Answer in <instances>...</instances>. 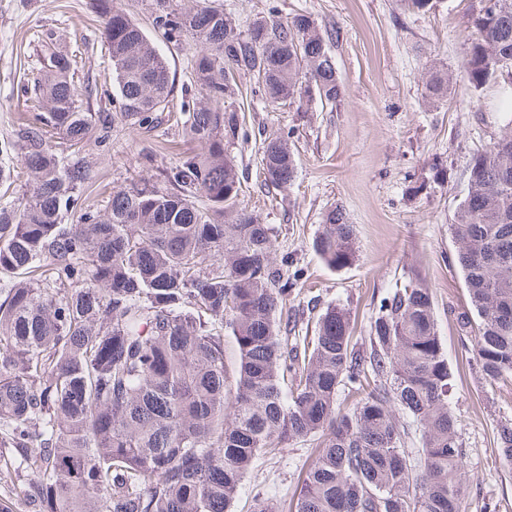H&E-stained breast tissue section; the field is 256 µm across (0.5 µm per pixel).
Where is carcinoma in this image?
I'll use <instances>...</instances> for the list:
<instances>
[{
    "mask_svg": "<svg viewBox=\"0 0 512 512\" xmlns=\"http://www.w3.org/2000/svg\"><path fill=\"white\" fill-rule=\"evenodd\" d=\"M162 38L191 40L204 101L184 113L200 152L109 194L75 224L91 169L80 158L108 122L74 81L76 59L45 43L34 82L46 112L17 131L25 190L0 204V481L24 470L30 512H231L255 462L315 444L289 512H461L465 449L453 373L417 273L379 301L368 347L332 304L310 336L283 321L303 272L275 262L272 228L237 206L234 75L301 109L334 107L338 32L308 14L241 31L212 0H145ZM109 50L118 112L149 126L168 107L170 68L114 0H89ZM462 68L477 87L512 74V0H479ZM439 70L425 95H447ZM265 184L296 177L288 139L262 146ZM483 199L476 210L469 196ZM450 230L471 309L473 369L512 383V128L471 158ZM313 249L330 266L356 253L353 225L330 209ZM235 360L228 364L224 330ZM419 447H413L414 443ZM512 464V426L497 431Z\"/></svg>",
    "mask_w": 512,
    "mask_h": 512,
    "instance_id": "1",
    "label": "carcinoma"
}]
</instances>
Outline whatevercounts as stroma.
<instances>
[{
  "label": "stroma",
  "instance_id": "obj_1",
  "mask_svg": "<svg viewBox=\"0 0 512 512\" xmlns=\"http://www.w3.org/2000/svg\"><path fill=\"white\" fill-rule=\"evenodd\" d=\"M239 28L258 16L287 20L307 13L340 31L331 46L343 83L333 109L311 102L306 111L271 104L253 91L250 75L236 76L239 92L227 104L237 112L241 135L230 147L241 180L239 199L275 230L276 256L304 267L308 278L291 304L298 331L313 324L317 308H349L359 340H366L376 303L419 271L432 290L439 335L454 375L453 409L466 458L462 474L464 512L493 502L512 512V464L496 444L501 425H512V392L472 370V349L462 347L456 322L469 298L456 262L450 226L467 191L471 156L505 131L504 106L512 79L472 87L462 59L474 0H433L424 14L402 0H216ZM53 33L61 50L78 54L75 80L90 88L93 111L112 115L117 105L112 67L88 0H0V139L34 114L27 91L42 61L41 37ZM175 76L174 105L199 101L191 78L193 43H159ZM449 71L454 84L443 102L431 104L424 82L433 69ZM289 132L297 168L287 190L265 186L260 175L262 142L276 130ZM197 147L169 112L157 113L148 129L112 127L105 143L85 156L95 180L85 207L99 209L109 193L132 178L159 179L166 167ZM342 208L353 225L358 252L342 267L323 262L312 248L327 212ZM309 443L290 446L278 460H258L234 512H250L255 494L277 502L291 498Z\"/></svg>",
  "mask_w": 512,
  "mask_h": 512
}]
</instances>
